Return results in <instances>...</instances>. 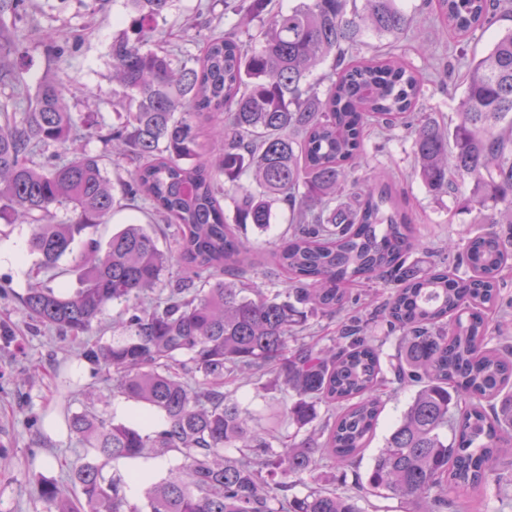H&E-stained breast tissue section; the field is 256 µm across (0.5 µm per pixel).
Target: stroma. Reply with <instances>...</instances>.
Segmentation results:
<instances>
[{
    "label": "stroma",
    "instance_id": "obj_1",
    "mask_svg": "<svg viewBox=\"0 0 512 512\" xmlns=\"http://www.w3.org/2000/svg\"><path fill=\"white\" fill-rule=\"evenodd\" d=\"M414 12L413 31L401 37L394 54L423 71L427 78L421 104L441 123L454 120L462 93L460 80L442 82L448 64L465 72L470 61L482 57L493 38L512 27V17L498 18L486 31L477 32L456 53L453 34H441L442 23L426 13L422 0H405ZM132 17L124 0H110L106 12L93 14L82 0H31L26 16L17 27L25 36L28 55L21 63L20 77L29 91H36L43 77L58 74L69 89L66 104L75 118L91 115L99 123L97 134L87 144L89 152H112L110 136L118 119L114 105L116 89L112 81L110 46L113 38L130 31ZM237 18L225 10L224 0H173L165 21L160 22L158 46L176 51L181 61L198 57L214 25L229 27ZM47 29L81 33L77 43H67L58 56H49L39 42ZM428 44L429 56H420L416 48ZM386 172L390 183L413 218V232L428 249L411 254L410 263L450 266L455 248L478 232L471 214L462 212L448 199L433 198L415 173L412 139L405 130L396 134L370 128L366 137V162L361 178ZM289 213L278 209L277 221L268 231L246 225L245 234L256 247V265L249 274L252 286L269 288L265 262L281 231L288 226ZM37 258L24 253L21 264L0 262V512H47L39 496L42 484L68 486L69 475L87 456V450L66 427L67 413L88 407L107 410L118 421L132 420L142 409L140 403L113 394L112 376L100 365L82 356L85 342H111L112 321L123 316L121 304L108 305L100 320V329L81 341L59 330L33 322L24 312L22 298L28 288L39 284L61 290L74 287L67 275L56 276L38 271ZM353 298L343 312L312 318L316 340L328 343L341 325L356 316H368L382 304L389 292L384 282L352 284ZM262 425H277L281 435L293 429L283 417L288 401L274 375L266 374L251 382L225 383Z\"/></svg>",
    "mask_w": 512,
    "mask_h": 512
}]
</instances>
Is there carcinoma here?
<instances>
[{"instance_id": "cac0c4a2", "label": "carcinoma", "mask_w": 512, "mask_h": 512, "mask_svg": "<svg viewBox=\"0 0 512 512\" xmlns=\"http://www.w3.org/2000/svg\"><path fill=\"white\" fill-rule=\"evenodd\" d=\"M171 2L125 0L132 34L112 40V79L126 99L112 154L132 167L115 184L103 158L87 152L93 124L69 112L64 83L46 78L35 98L26 95L17 74L26 48L4 18H21L28 0H0V219L33 226L29 250L39 269L57 270L72 256L62 273L77 284L71 293L31 288L24 310L78 337L109 304L133 303L112 323L122 335L84 355L112 369L113 392L149 410L132 422L104 410L67 415L93 458L71 471L72 492L42 486L48 512H140L133 487L143 489L147 512H365L358 496L319 483L297 494L288 479L315 475L324 460L359 458L385 383L417 390L373 457L367 490L386 491L412 512H470L473 495L501 479L499 462L512 452V343L491 335L487 316L501 310L512 260V30L470 63L456 122L443 126L419 107L418 69L390 53L354 54L369 32L397 38L413 27L401 0H298L286 10L273 0H234L232 12L258 22L256 32L245 40L237 25L214 32L193 66L143 48ZM427 2L459 37L461 55L471 35L512 12V0ZM60 38L43 32L45 51L61 54ZM331 54L321 91L309 77ZM201 117L224 125V139L204 145ZM370 124L412 136L416 172L434 197L507 229L470 238L451 268L408 263L426 244L397 192L356 177ZM54 145L66 146L65 160H34ZM140 200L174 226L187 272L156 301L149 295L170 255L155 232L127 224L104 243L86 238L115 206ZM278 205L288 208L289 227L268 274L289 288L270 293L245 284L254 249L236 225L266 227ZM58 207L72 217L47 221ZM364 280L393 285L377 313L388 333H401L389 364L361 317L328 346L288 348L311 318L343 311L345 285ZM273 362L291 397L284 414L304 431L298 441L253 425L224 394V378H251ZM155 412L164 427L151 435ZM170 452L184 462L168 479L104 473L111 462Z\"/></svg>"}]
</instances>
